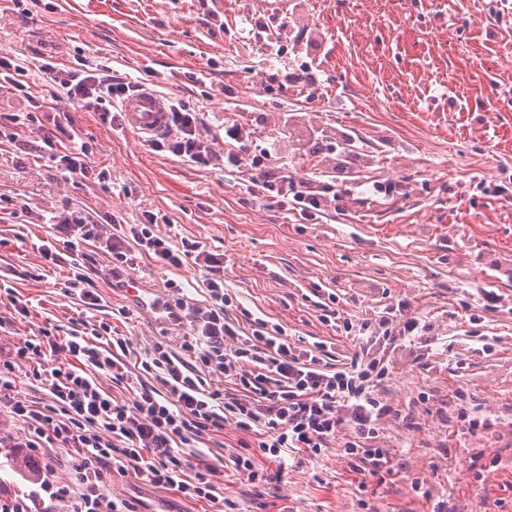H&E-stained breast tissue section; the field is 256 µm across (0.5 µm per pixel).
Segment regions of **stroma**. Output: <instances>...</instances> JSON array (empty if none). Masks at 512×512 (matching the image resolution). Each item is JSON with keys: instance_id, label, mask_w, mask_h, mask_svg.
<instances>
[{"instance_id": "1", "label": "stroma", "mask_w": 512, "mask_h": 512, "mask_svg": "<svg viewBox=\"0 0 512 512\" xmlns=\"http://www.w3.org/2000/svg\"><path fill=\"white\" fill-rule=\"evenodd\" d=\"M250 17L268 24L260 42L244 37ZM0 50L111 66L203 113L216 155L235 148L224 135L234 121L253 129V149L277 145L271 166L316 177L330 193L348 189L318 223L302 224L252 197L248 172L188 165L94 112L70 113L90 151L85 179L45 159L35 129L1 133L0 266L11 268L7 285L29 313L0 297V352L41 328H68L81 311L63 292L66 266L42 273L38 248L53 238L43 214L70 202L106 226L153 218L160 234L223 254L224 318L244 332L261 319L290 341L325 343L341 363L353 352L343 318L424 324L410 341L368 342L389 371L380 395L401 412L382 419L380 444L401 452L403 473L361 477L335 440L319 460H290L258 494L231 462L253 436L228 419L184 455L223 467L239 512H364L362 481L365 512H432L438 501L448 512H498V500L512 502V0H39L25 16L0 0ZM305 62L317 66L318 85L265 80ZM378 181L392 184L388 196L371 193ZM81 250L99 272L96 319L129 342L127 381L103 376L101 387L128 403L144 390L164 393L141 363L155 342L179 349L192 323L157 326L107 280L110 253ZM128 271L170 303L210 302L204 264L174 269L137 254ZM485 288L500 306L470 321L462 304ZM327 301L338 316L326 322ZM460 387L494 422L484 436L451 433L448 401ZM479 454L499 463L477 482L469 462ZM71 460L61 447H0V499L41 512L42 478L73 484ZM416 477L429 498L412 491ZM108 490L134 512H211L131 474L113 475Z\"/></svg>"}]
</instances>
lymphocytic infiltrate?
Segmentation results:
<instances>
[{
    "instance_id": "lymphocytic-infiltrate-1",
    "label": "lymphocytic infiltrate",
    "mask_w": 512,
    "mask_h": 512,
    "mask_svg": "<svg viewBox=\"0 0 512 512\" xmlns=\"http://www.w3.org/2000/svg\"><path fill=\"white\" fill-rule=\"evenodd\" d=\"M40 69L52 72L57 97L98 113L110 126L123 125L120 104L134 87L110 66L63 69L44 63ZM168 107L170 124L163 134L150 139V147L168 150L191 165H212L216 155L198 130V113L177 99L170 100ZM8 121L19 128L38 127L51 160L64 165L66 172L88 175L89 149L77 143L76 130L57 120L44 125L33 112L10 114ZM225 132L238 144L237 151L225 153V165L248 168L250 183L262 199L296 212L303 221L324 214L325 196L315 179L296 180L268 166L267 151L248 149V128L233 123L226 125ZM48 222L55 236L66 239L67 249L74 253L65 293L78 297L81 305L94 308L100 301L94 290V268L75 254L78 243L87 241L104 245L116 267L127 264L135 251L175 268L187 259H202L209 272L211 299L208 307L192 310L196 330L183 339L179 351L157 342L144 364L165 386L163 396L143 391L126 404L100 387L98 374L111 375L119 382L127 377L120 356L127 342L119 338L113 346H102L104 335L111 332L105 322L75 318L68 335L41 330L12 356L0 358V393H11L20 363L34 356H66L51 372L31 371L33 379L48 388L47 404L37 407L15 397L10 400L12 414L26 428L18 447L60 446L72 453L81 491L75 495L70 486L44 481L41 489L51 502H68L69 512H130L126 500L111 496L107 489L111 473L130 472L143 482L210 502L215 512H236V502L221 491L218 470L208 464H188L181 454L205 431L221 427L228 415L240 429L262 432L253 448L233 457L236 471L252 487L262 488L280 478L279 473L258 468L257 457L281 466L287 456L296 453L316 459L338 438L352 471L382 478L396 473L391 450L377 445L380 420L394 413L377 395L388 369L368 348H359L342 369L332 373L323 364L320 347L294 346L281 330L240 336L224 320L228 296L223 257L205 250L200 242L185 238L173 242L156 234L149 224H116L107 233L88 212L75 206L52 213ZM219 375L234 379L241 398L225 401L214 385ZM451 401L457 435L476 436L491 429V418L473 404L464 389L453 391Z\"/></svg>"
}]
</instances>
